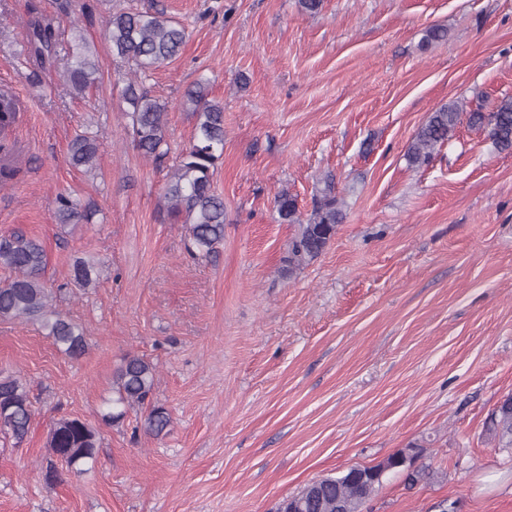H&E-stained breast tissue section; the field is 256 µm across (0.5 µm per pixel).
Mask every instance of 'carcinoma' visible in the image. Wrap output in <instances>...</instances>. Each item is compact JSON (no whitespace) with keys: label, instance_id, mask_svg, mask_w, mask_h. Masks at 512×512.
Masks as SVG:
<instances>
[{"label":"carcinoma","instance_id":"1","mask_svg":"<svg viewBox=\"0 0 512 512\" xmlns=\"http://www.w3.org/2000/svg\"><path fill=\"white\" fill-rule=\"evenodd\" d=\"M105 36L112 53L131 70L123 99L128 104L132 143L143 157L160 161L168 154L166 108L143 86V77L179 54L186 41L185 29L159 9H129L106 19ZM27 45L29 56L43 68L65 53L68 63L63 79L70 93L84 98L97 83L98 66L81 31H75L62 49L51 25L32 19L28 23ZM182 106L194 120L193 135L169 173L164 193L166 211L176 219L184 217L191 254L208 257L224 244V197L214 187L216 162L224 154V107L209 99V87L202 81L186 88ZM463 120L471 128L487 130L496 147L512 149V97L503 98L489 113L474 110L465 114L458 103L452 102L435 109L418 128L408 147L409 162L415 166L429 164ZM99 146L94 136H76L69 145V163L74 168H95ZM54 204L61 224L87 223L93 214L90 205L67 194H58ZM275 206L282 223L297 225L288 249L290 272L318 258L344 219L333 179L329 177L316 191L307 217H302L296 197L286 189L275 196ZM46 265L47 254L38 240L21 230L0 235V267L13 273L0 284V319H36L61 352L79 357L85 352V329L56 310L54 289L45 278ZM71 280L79 288L93 284L95 263L85 258L76 260ZM155 381L156 367L152 362L136 354L126 355L113 376L115 397L107 403L102 420L113 424L123 419L129 409L144 405L152 396ZM32 416L22 378L0 374V434L12 438L17 445L23 443ZM169 425V413L160 406L152 407L144 419V431L152 436L163 434ZM488 429L500 447L512 448V394L499 400ZM98 444V433L82 420L66 418L56 422L49 440L53 459L47 462V467L54 468L59 461L65 465V471L56 472L54 481L64 482L66 473H84L83 466L96 461ZM405 457L400 451L377 465L360 467L365 475L361 482L350 480L346 474L312 481L285 498L278 512H362L364 504L382 486L379 474L403 471L409 485L421 481L422 471L401 465Z\"/></svg>","mask_w":512,"mask_h":512}]
</instances>
